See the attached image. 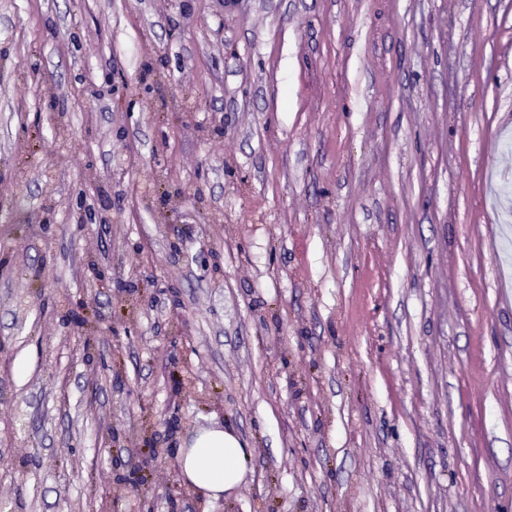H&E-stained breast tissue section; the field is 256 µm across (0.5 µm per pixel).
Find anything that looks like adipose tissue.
<instances>
[{"instance_id":"ef3b65f1","label":"adipose tissue","mask_w":512,"mask_h":512,"mask_svg":"<svg viewBox=\"0 0 512 512\" xmlns=\"http://www.w3.org/2000/svg\"><path fill=\"white\" fill-rule=\"evenodd\" d=\"M248 454L236 434L228 429L199 430L180 451L183 480L216 498L241 483Z\"/></svg>"}]
</instances>
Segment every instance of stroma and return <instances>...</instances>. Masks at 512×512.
<instances>
[{"label":"stroma","mask_w":512,"mask_h":512,"mask_svg":"<svg viewBox=\"0 0 512 512\" xmlns=\"http://www.w3.org/2000/svg\"><path fill=\"white\" fill-rule=\"evenodd\" d=\"M0 512H512V0H0ZM248 454L232 430L203 428L180 451L183 480L218 498L241 483Z\"/></svg>","instance_id":"stroma-1"}]
</instances>
